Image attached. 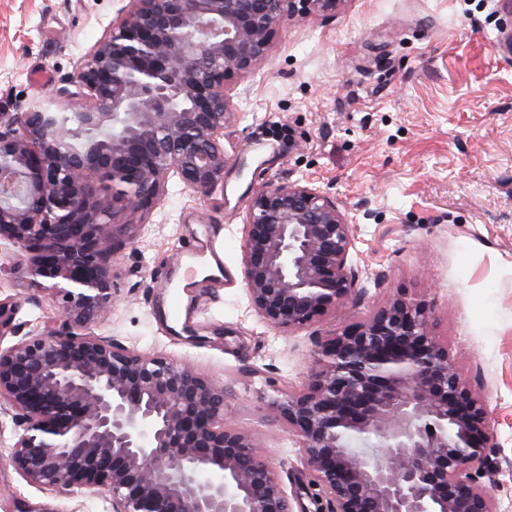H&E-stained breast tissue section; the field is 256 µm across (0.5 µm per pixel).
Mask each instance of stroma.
Returning a JSON list of instances; mask_svg holds the SVG:
<instances>
[{
    "label": "stroma",
    "instance_id": "stroma-1",
    "mask_svg": "<svg viewBox=\"0 0 512 512\" xmlns=\"http://www.w3.org/2000/svg\"><path fill=\"white\" fill-rule=\"evenodd\" d=\"M122 0H0V113L57 106ZM224 186L175 185L149 236L112 259L116 300L91 330L144 354L194 365L228 388L227 415L268 454L296 512L326 505L269 409L305 389L318 343L408 294L433 306L434 331L482 399L500 446L477 480L512 512V0H342L275 28L268 59L230 81ZM300 183L334 198L352 227L357 293L283 335L250 307L241 241L253 192ZM220 245L216 277L189 320L167 321L178 250ZM0 243V302L17 305L8 348L59 304ZM16 432L0 415V512H111L94 490L28 483L8 460Z\"/></svg>",
    "mask_w": 512,
    "mask_h": 512
}]
</instances>
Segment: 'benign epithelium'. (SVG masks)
Here are the masks:
<instances>
[{
	"label": "benign epithelium",
	"instance_id": "obj_1",
	"mask_svg": "<svg viewBox=\"0 0 512 512\" xmlns=\"http://www.w3.org/2000/svg\"><path fill=\"white\" fill-rule=\"evenodd\" d=\"M342 0H126L53 110L0 113V240L61 301L63 327L0 349V410L21 428L9 460L49 489H103L112 512H293L254 440L227 421L224 384L88 332L112 308L119 213L169 183L224 180L228 81L257 68L275 26ZM351 225L298 183L267 186L244 222L253 310L289 334L356 293ZM300 392L269 407L288 425L324 512H499L477 483L500 447L488 411L433 334L429 303L400 296L318 345Z\"/></svg>",
	"mask_w": 512,
	"mask_h": 512
}]
</instances>
